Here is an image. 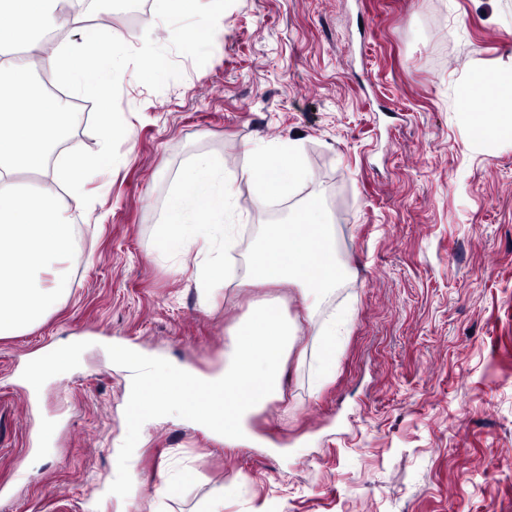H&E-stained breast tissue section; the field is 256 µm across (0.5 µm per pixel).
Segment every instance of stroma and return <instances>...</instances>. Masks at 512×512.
Instances as JSON below:
<instances>
[{"instance_id":"obj_1","label":"stroma","mask_w":512,"mask_h":512,"mask_svg":"<svg viewBox=\"0 0 512 512\" xmlns=\"http://www.w3.org/2000/svg\"><path fill=\"white\" fill-rule=\"evenodd\" d=\"M128 43L112 88L111 151L83 194L106 224L82 240L69 294L47 320L0 338V512H512V145L475 146L455 92L512 65V0H85ZM161 55L165 83L138 77ZM67 155L97 154V101ZM300 145L293 200L322 198L346 280L315 314L299 287L245 284L266 225L240 172L252 151ZM222 158L238 226L203 308L194 254L159 255L169 181L194 153ZM274 302L294 324L282 396L251 446L175 417L151 423L109 494L125 438V342L210 374L229 330ZM350 316L331 379L315 387L317 330ZM75 356L31 382L29 360ZM168 484L160 498L155 490Z\"/></svg>"}]
</instances>
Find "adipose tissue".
Listing matches in <instances>:
<instances>
[{"mask_svg": "<svg viewBox=\"0 0 512 512\" xmlns=\"http://www.w3.org/2000/svg\"><path fill=\"white\" fill-rule=\"evenodd\" d=\"M82 0H0L11 25L0 27V337L37 327L63 301V285L81 256L88 173L109 154L77 160L58 157L59 147L84 119L75 99L95 96L97 122L112 130L110 95L123 72L126 42L103 34L94 40L67 38L48 46L46 36L79 21ZM49 71L55 84L35 80ZM488 111L473 113L472 139L482 145L512 144V67L476 71L459 92L460 108L472 99ZM300 175L297 149L254 154L247 178L257 180V209L289 195L280 168ZM35 175L23 184L21 174ZM233 191L223 161L205 154L190 158L176 173L163 204L155 249L176 257L198 249L206 254L200 284L215 290L223 281V250L236 229ZM332 219L318 198L293 208L287 219L267 225L253 247L244 278L269 284L299 283L311 305H319L344 275L331 236ZM344 327L342 316L325 319L317 332L321 359L313 375L323 382L331 372Z\"/></svg>", "mask_w": 512, "mask_h": 512, "instance_id": "ef3b65f1", "label": "adipose tissue"}]
</instances>
